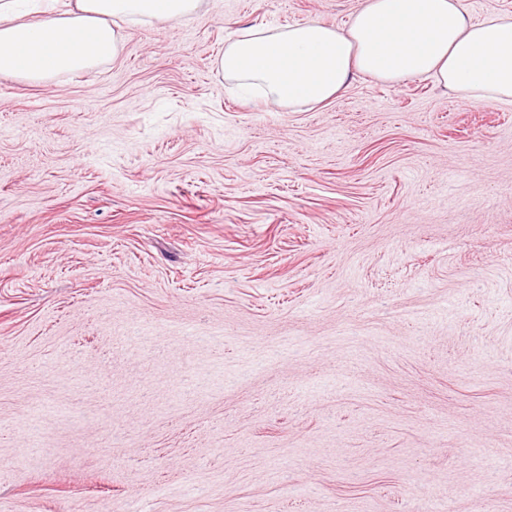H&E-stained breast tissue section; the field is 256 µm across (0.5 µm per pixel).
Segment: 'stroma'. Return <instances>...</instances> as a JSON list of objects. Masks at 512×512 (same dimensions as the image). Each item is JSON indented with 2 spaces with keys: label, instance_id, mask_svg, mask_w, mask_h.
Masks as SVG:
<instances>
[{
  "label": "stroma",
  "instance_id": "obj_1",
  "mask_svg": "<svg viewBox=\"0 0 512 512\" xmlns=\"http://www.w3.org/2000/svg\"><path fill=\"white\" fill-rule=\"evenodd\" d=\"M357 2L204 0L0 79V512H512V105L291 112L216 64Z\"/></svg>",
  "mask_w": 512,
  "mask_h": 512
}]
</instances>
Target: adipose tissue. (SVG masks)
I'll return each instance as SVG.
<instances>
[{"label":"adipose tissue","mask_w":512,"mask_h":512,"mask_svg":"<svg viewBox=\"0 0 512 512\" xmlns=\"http://www.w3.org/2000/svg\"><path fill=\"white\" fill-rule=\"evenodd\" d=\"M0 0V77L48 82L89 73L119 54L116 22L167 23L202 0ZM225 78L264 103L314 107L359 77L398 85L429 77L476 105L512 104V15L476 21L461 0H359L346 27L308 19L243 33L224 45Z\"/></svg>","instance_id":"obj_1"}]
</instances>
